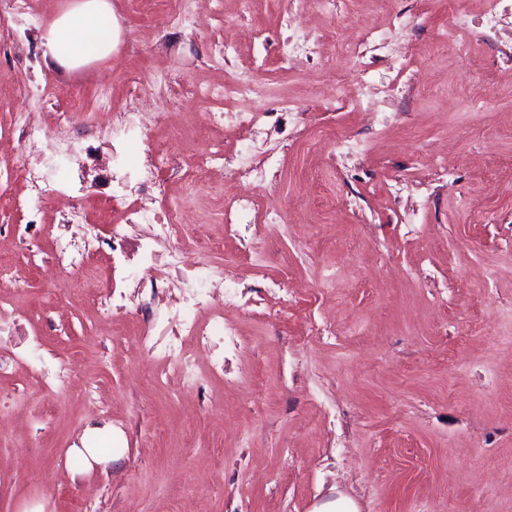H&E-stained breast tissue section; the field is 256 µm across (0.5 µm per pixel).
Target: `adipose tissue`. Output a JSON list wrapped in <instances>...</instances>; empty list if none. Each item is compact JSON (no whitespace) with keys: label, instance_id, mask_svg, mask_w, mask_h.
I'll return each mask as SVG.
<instances>
[{"label":"adipose tissue","instance_id":"1","mask_svg":"<svg viewBox=\"0 0 512 512\" xmlns=\"http://www.w3.org/2000/svg\"><path fill=\"white\" fill-rule=\"evenodd\" d=\"M116 37L109 0H76L50 25L44 56L62 67H80L108 55Z\"/></svg>","mask_w":512,"mask_h":512}]
</instances>
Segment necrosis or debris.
I'll use <instances>...</instances> for the list:
<instances>
[{
	"label": "necrosis or debris",
	"instance_id": "4bbe7bcc",
	"mask_svg": "<svg viewBox=\"0 0 512 512\" xmlns=\"http://www.w3.org/2000/svg\"><path fill=\"white\" fill-rule=\"evenodd\" d=\"M382 49L394 63H402L406 52L404 48L392 45L384 34L367 29L358 36V52L353 58L354 68L349 74V82L355 87L354 92L337 89L332 100L343 108H348L368 118H376L374 103L366 100L361 92L367 77L362 67L367 46ZM173 80L172 74L164 70L153 71L148 76L132 77L126 103L122 109L112 115V132L115 135L130 136L129 144L124 145V152L136 151L150 154L154 159L152 167L144 169L138 180V192L149 191L158 195L160 200L168 201L169 207L165 214L150 207H132L127 205L122 194L113 195L116 205L125 207L126 217L123 223L111 225L104 239L110 249L124 248L129 228L134 224H148L153 228L152 242H165L168 250L163 256L165 265L176 273V287L182 288L184 294L175 312L178 333L191 336L192 347L185 348L177 343H169L161 348L160 353L167 358L175 359L182 368H190L198 356L210 354L215 338L236 339L237 330L233 323L225 321L224 309L243 308V295L239 290V276L234 267H218L208 263H200L192 269L184 267L182 243L188 233L184 222V213L190 203L189 195L169 197L167 180L162 169L171 160V155L164 145L152 136V130L160 123L168 120L176 110L174 101H167L157 106L155 111L144 112L140 109L143 98L158 95ZM195 94L203 97L221 98L235 103L263 101L270 97V83L255 78L246 71L235 72L225 77L223 83L194 86ZM232 121L242 129L246 136L239 150L228 153L220 146L213 145L204 150L198 161L201 171L207 174L223 172L225 181L231 182L240 177H250L253 190L248 194H231L227 197L224 207V231L238 240L246 253L253 269H262L266 258L261 241V227L265 224L280 225L287 223L288 215L279 209H266L262 206L265 197L275 190L274 162L277 153L266 145L265 134L268 125V113L232 111ZM206 275L211 283L207 295H199L194 291L184 290L185 282L194 280L199 275ZM221 299L223 309L216 312L208 322H200L195 311L203 299Z\"/></svg>",
	"mask_w": 512,
	"mask_h": 512
}]
</instances>
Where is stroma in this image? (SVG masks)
Wrapping results in <instances>:
<instances>
[{"mask_svg":"<svg viewBox=\"0 0 512 512\" xmlns=\"http://www.w3.org/2000/svg\"><path fill=\"white\" fill-rule=\"evenodd\" d=\"M28 15L0 11V193L23 194L12 157L15 109L31 123L47 113L73 112L77 121L54 136L82 142L77 163L27 144L31 165L50 194L39 203L36 229L23 211L0 213V264L27 284L23 314L13 327L40 345L17 343L21 360L0 375V512H315L345 496L359 512H512V28L456 38L472 42L468 58L433 53L448 26V0H336L327 20L313 0H212L199 32L166 35L148 22L140 0H111L119 41L84 67L47 68L41 37L76 0H27ZM241 32L230 59L213 52L225 21ZM321 38L343 27H381L405 44L403 68L384 54L367 55L366 96L378 122L325 109L336 66H280L277 42L288 27ZM170 70L164 98L180 105L184 130L170 143L166 177L180 193L195 154L209 144L238 147L232 121L212 124L220 100L192 95L193 83H220L229 71L271 80L273 98L254 103L271 111L277 99L297 112L272 127L287 143L270 205L303 194L307 207L264 236L268 265L253 273L237 241L225 238L224 179L199 185L184 214L195 235L223 240L208 254L214 265L241 271L249 302L231 320L249 346L225 348L224 370L208 359L188 391L175 364L152 358L140 344L165 343L179 290L160 293L145 315L108 326L93 304L72 290L76 272L59 269L58 238L82 240L88 224L100 236L121 223L111 206L116 179L136 181L134 168L113 162L110 118L97 114L93 88L107 84L113 108L126 98V77ZM80 86L79 99L63 91ZM356 141V154L328 160L320 130ZM432 151L452 173L439 183L417 164ZM403 183L390 196L391 180ZM83 206L88 224L69 223V204ZM493 212L485 224L480 212ZM147 227L130 232L121 266L108 249L96 252L99 277L132 295L144 271L138 248ZM25 237L32 250L17 249ZM288 277L299 294L287 317L274 315L268 282ZM335 322L323 343L310 323ZM72 368L69 391L42 389L43 363ZM110 403L93 410L82 390ZM101 430L102 447L119 452L108 466L73 467V448L87 430Z\"/></svg>","mask_w":512,"mask_h":512,"instance_id":"obj_1","label":"stroma"}]
</instances>
